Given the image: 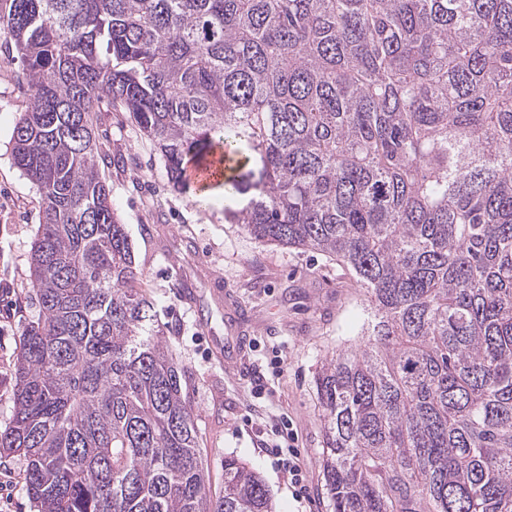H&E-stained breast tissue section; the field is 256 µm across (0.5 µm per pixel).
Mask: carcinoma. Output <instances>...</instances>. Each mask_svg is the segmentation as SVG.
<instances>
[{"label":"carcinoma","mask_w":512,"mask_h":512,"mask_svg":"<svg viewBox=\"0 0 512 512\" xmlns=\"http://www.w3.org/2000/svg\"><path fill=\"white\" fill-rule=\"evenodd\" d=\"M0 33L42 208L0 459L39 512H275L234 456L212 492L101 176L112 110L174 190H253L224 220L361 288L363 348L315 377L332 512H512V0H0Z\"/></svg>","instance_id":"carcinoma-1"}]
</instances>
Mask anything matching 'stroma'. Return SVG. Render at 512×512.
Wrapping results in <instances>:
<instances>
[{"label": "stroma", "mask_w": 512, "mask_h": 512, "mask_svg": "<svg viewBox=\"0 0 512 512\" xmlns=\"http://www.w3.org/2000/svg\"><path fill=\"white\" fill-rule=\"evenodd\" d=\"M20 63L0 48V431L13 417L15 362L24 327L40 313L30 255L40 222L35 186L12 156V133L28 99ZM95 129L105 153L124 158L104 175L133 243L137 267L179 365L194 377L191 397L214 489L234 455L267 486L276 512H329L322 495L326 419L315 375L337 349L356 347L362 291L320 254L268 246L224 219V198L206 204L173 192L150 142L127 113L100 112ZM242 339L238 370L224 366V338ZM292 421L307 472L310 504L293 497L266 450L282 419ZM24 462L0 468V512H38L24 488Z\"/></svg>", "instance_id": "obj_1"}]
</instances>
